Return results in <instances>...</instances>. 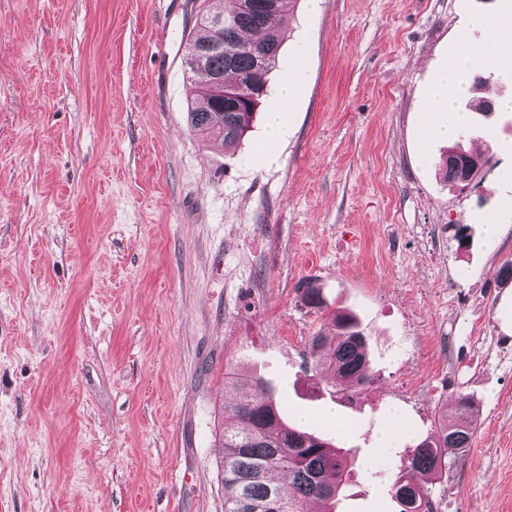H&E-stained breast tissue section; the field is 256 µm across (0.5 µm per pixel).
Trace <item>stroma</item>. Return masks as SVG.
<instances>
[{
  "label": "stroma",
  "mask_w": 512,
  "mask_h": 512,
  "mask_svg": "<svg viewBox=\"0 0 512 512\" xmlns=\"http://www.w3.org/2000/svg\"><path fill=\"white\" fill-rule=\"evenodd\" d=\"M201 7L0 0V512H224L231 371L346 447L335 512H400L444 411L478 430L420 479L438 512H512V111L471 114L467 187L440 170L450 139L420 149L459 34L486 42L512 0H298L224 148L187 122ZM307 287L359 317L373 377L351 398L311 385L332 348Z\"/></svg>",
  "instance_id": "35a3bbf8"
}]
</instances>
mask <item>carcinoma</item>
Returning a JSON list of instances; mask_svg holds the SVG:
<instances>
[{"instance_id":"1","label":"carcinoma","mask_w":512,"mask_h":512,"mask_svg":"<svg viewBox=\"0 0 512 512\" xmlns=\"http://www.w3.org/2000/svg\"><path fill=\"white\" fill-rule=\"evenodd\" d=\"M297 0H224V13L202 15L199 29L189 42L205 50L204 61L195 62L187 53L186 63L194 77L196 98L201 103L187 113L190 125L207 141L222 146L239 141L252 118L247 102L268 93L264 76L275 67L281 46L280 29ZM222 30H215L218 20ZM224 76V90L231 99H219L210 92L211 82ZM336 332L321 334L313 344L334 345L329 364L320 361L315 373L332 374L340 391L355 389L371 379L365 339L358 320L350 311L333 317ZM268 381L261 375L234 373L224 379V389L234 395L230 410L238 424L224 426L218 464L224 480V512H303L311 498L337 503L347 484V451L339 444L287 425L277 415L272 397L259 396ZM475 428L444 412L438 418L437 433L420 441L409 458L408 471L391 485L392 497L407 512L405 502L416 504L419 512H434L429 494L417 482L419 474L441 473L472 446ZM273 472L285 481L274 483Z\"/></svg>"}]
</instances>
